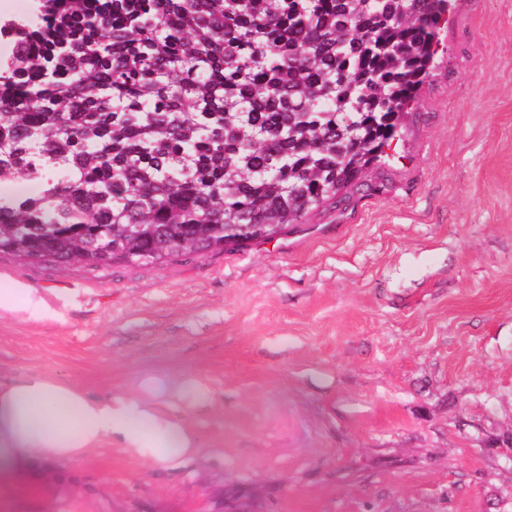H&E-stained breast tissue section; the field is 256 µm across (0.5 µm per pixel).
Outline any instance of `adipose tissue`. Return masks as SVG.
<instances>
[{
  "label": "adipose tissue",
  "instance_id": "adipose-tissue-1",
  "mask_svg": "<svg viewBox=\"0 0 512 512\" xmlns=\"http://www.w3.org/2000/svg\"><path fill=\"white\" fill-rule=\"evenodd\" d=\"M212 402L191 375L152 373L135 392L108 395L35 372L0 380V481H33L104 445L147 464H176L202 452L188 416Z\"/></svg>",
  "mask_w": 512,
  "mask_h": 512
}]
</instances>
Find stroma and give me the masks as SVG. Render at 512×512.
<instances>
[{
    "label": "stroma",
    "mask_w": 512,
    "mask_h": 512,
    "mask_svg": "<svg viewBox=\"0 0 512 512\" xmlns=\"http://www.w3.org/2000/svg\"><path fill=\"white\" fill-rule=\"evenodd\" d=\"M0 376L200 378L205 448L102 447L0 512H512V0H456L391 158L268 239L161 266L0 253ZM21 292L6 291L0 294V310L11 312H30L35 307L36 301L33 296L32 288Z\"/></svg>",
    "instance_id": "stroma-1"
}]
</instances>
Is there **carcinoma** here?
I'll return each instance as SVG.
<instances>
[{"mask_svg":"<svg viewBox=\"0 0 512 512\" xmlns=\"http://www.w3.org/2000/svg\"><path fill=\"white\" fill-rule=\"evenodd\" d=\"M452 0H45L0 61V252L161 265L268 238L387 157Z\"/></svg>","mask_w":512,"mask_h":512,"instance_id":"obj_1","label":"carcinoma"}]
</instances>
